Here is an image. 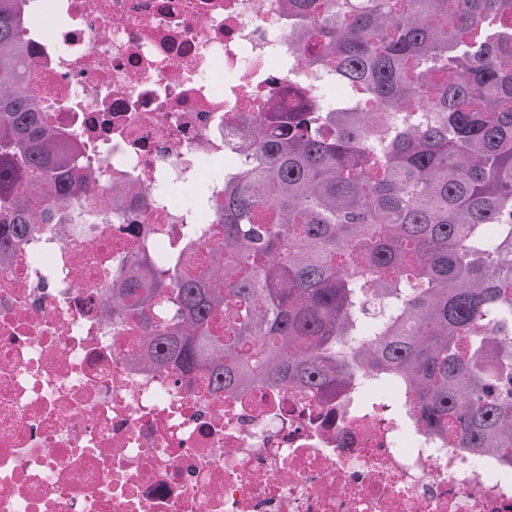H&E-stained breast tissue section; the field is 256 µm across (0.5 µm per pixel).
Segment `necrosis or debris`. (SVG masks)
Listing matches in <instances>:
<instances>
[{
    "instance_id": "obj_1",
    "label": "necrosis or debris",
    "mask_w": 512,
    "mask_h": 512,
    "mask_svg": "<svg viewBox=\"0 0 512 512\" xmlns=\"http://www.w3.org/2000/svg\"><path fill=\"white\" fill-rule=\"evenodd\" d=\"M29 85L87 192L0 267V512H512V465L392 407L366 378L326 400L144 363L105 313L140 253L195 265L244 117L292 110L303 70L281 0H19Z\"/></svg>"
}]
</instances>
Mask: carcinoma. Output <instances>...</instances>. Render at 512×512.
Returning <instances> with one entry per match:
<instances>
[{"instance_id":"carcinoma-1","label":"carcinoma","mask_w":512,"mask_h":512,"mask_svg":"<svg viewBox=\"0 0 512 512\" xmlns=\"http://www.w3.org/2000/svg\"><path fill=\"white\" fill-rule=\"evenodd\" d=\"M294 49L357 93L244 120L209 274L147 257L112 288L160 366L218 396L407 390L415 422L512 464V0H282ZM0 0V264L85 185Z\"/></svg>"}]
</instances>
